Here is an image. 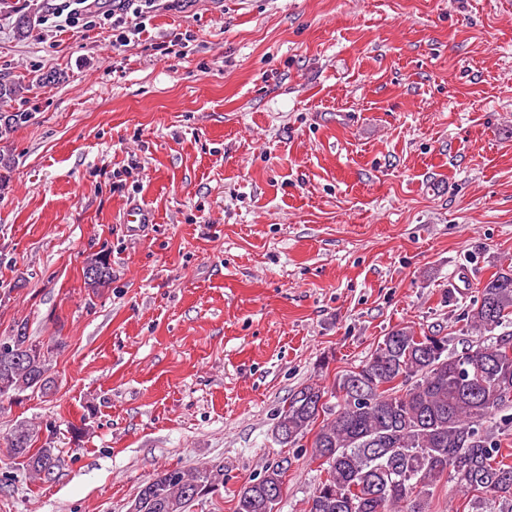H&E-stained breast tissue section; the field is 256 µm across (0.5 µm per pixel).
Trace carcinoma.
Returning <instances> with one entry per match:
<instances>
[{
  "label": "carcinoma",
  "mask_w": 512,
  "mask_h": 512,
  "mask_svg": "<svg viewBox=\"0 0 512 512\" xmlns=\"http://www.w3.org/2000/svg\"><path fill=\"white\" fill-rule=\"evenodd\" d=\"M86 287L112 281L107 255L90 260ZM480 339L448 350L441 329L389 331L363 364L323 386H302L278 414L275 439L304 447L326 473L304 512H429L441 482L466 501L463 512H512V463L499 435L512 427V265L492 274L460 317ZM503 332L496 333L497 329ZM48 353L24 326L0 339V399L52 383ZM39 430L20 423L7 437L11 458L31 472L55 467L56 448L35 447ZM290 466L269 463L243 485L234 512H278ZM224 484V468L165 470L137 493L138 512H189Z\"/></svg>",
  "instance_id": "carcinoma-1"
}]
</instances>
